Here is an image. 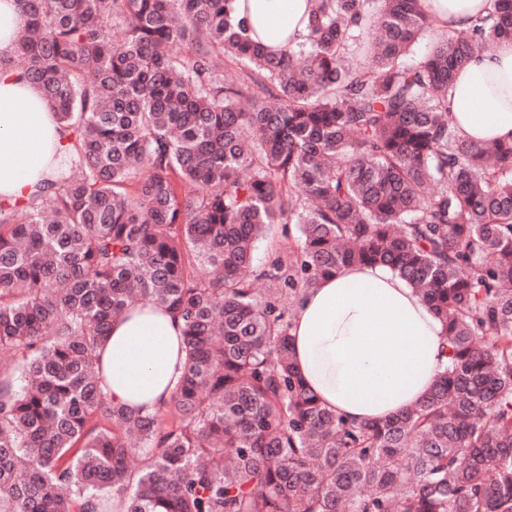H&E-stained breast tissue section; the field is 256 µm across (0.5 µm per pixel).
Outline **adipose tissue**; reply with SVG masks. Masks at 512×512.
I'll use <instances>...</instances> for the list:
<instances>
[{"label":"adipose tissue","mask_w":512,"mask_h":512,"mask_svg":"<svg viewBox=\"0 0 512 512\" xmlns=\"http://www.w3.org/2000/svg\"><path fill=\"white\" fill-rule=\"evenodd\" d=\"M445 33L467 27L491 0H422ZM310 0H235L238 17L271 53L306 32ZM448 120L463 139L512 142V41L472 59L448 95ZM62 129L39 89L0 71V197L25 196L54 165ZM182 323L139 300L112 323L102 346L105 392L114 405L155 412L181 373ZM292 356L321 404L353 425L403 413L429 393L447 362L440 319L390 267L355 265L321 279L294 304Z\"/></svg>","instance_id":"adipose-tissue-1"}]
</instances>
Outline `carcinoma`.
Returning a JSON list of instances; mask_svg holds the SVG:
<instances>
[{"label": "carcinoma", "instance_id": "obj_1", "mask_svg": "<svg viewBox=\"0 0 512 512\" xmlns=\"http://www.w3.org/2000/svg\"><path fill=\"white\" fill-rule=\"evenodd\" d=\"M233 2L18 0L0 68L65 141L0 200V512H512V143L448 121L458 72L512 39V0L412 64L422 0H312L281 55ZM283 223L297 243L262 296L248 272ZM354 264L405 279L448 344L421 403L360 426L306 388L282 307ZM144 298L186 345L147 415L109 402L97 361Z\"/></svg>", "mask_w": 512, "mask_h": 512}]
</instances>
